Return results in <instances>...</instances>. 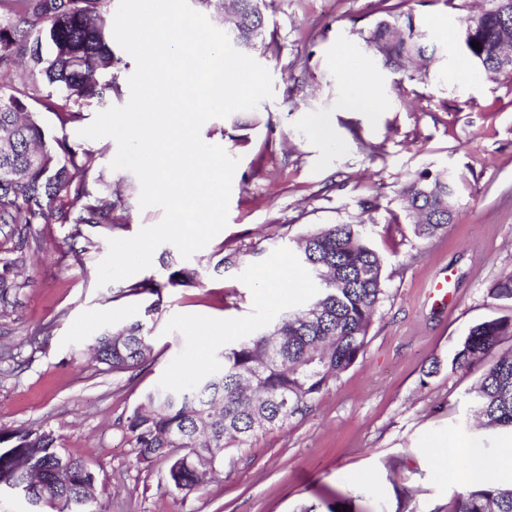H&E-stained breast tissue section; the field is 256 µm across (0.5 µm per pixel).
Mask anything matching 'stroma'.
Listing matches in <instances>:
<instances>
[{"instance_id": "obj_1", "label": "stroma", "mask_w": 512, "mask_h": 512, "mask_svg": "<svg viewBox=\"0 0 512 512\" xmlns=\"http://www.w3.org/2000/svg\"><path fill=\"white\" fill-rule=\"evenodd\" d=\"M488 0H403L402 12L437 45L428 75L397 73L367 50L381 20L379 0H266L267 32L277 50H253L273 80L274 96L257 110L261 125L224 132L214 118L201 129L239 164L228 225L187 266L224 270L202 285L167 288L157 312L153 295L130 285L164 280L162 257L150 268L98 286L97 266L112 238H130L163 211L140 209L139 188L111 169L113 139L81 138L78 126L43 112L49 132L99 153L113 187L129 190L117 227L39 224L41 241L14 308L0 317V344L17 350L0 374V429L53 430L63 449L91 463L105 512H295L299 503L347 512H448L461 482L449 479L433 448L436 435L480 443L497 454L512 432L464 427L468 394L482 366L458 370L455 349L469 328L512 314V302L489 287L512 272V81L491 80L466 61L459 36L472 9ZM355 57L376 85L374 105L345 110L337 51ZM321 115L334 132L326 143L310 126ZM456 179V214L446 232L414 233L404 191L422 171ZM323 224H364L384 260L386 298L363 357L281 426L246 448L228 450L219 475L188 497L167 492L166 464L138 461L126 418L144 395L185 381L195 364L218 366L225 345L256 335L278 316L309 304L315 290L295 273L288 300L259 297L256 274L283 262L296 266V239ZM143 321L152 361L112 373L91 360L92 336ZM437 373H429L432 362Z\"/></svg>"}]
</instances>
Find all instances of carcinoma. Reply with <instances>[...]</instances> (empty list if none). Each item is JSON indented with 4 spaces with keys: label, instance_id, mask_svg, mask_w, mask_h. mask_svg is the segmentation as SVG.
Wrapping results in <instances>:
<instances>
[{
    "label": "carcinoma",
    "instance_id": "carcinoma-1",
    "mask_svg": "<svg viewBox=\"0 0 512 512\" xmlns=\"http://www.w3.org/2000/svg\"><path fill=\"white\" fill-rule=\"evenodd\" d=\"M107 0H0V72L24 67L21 86L0 87V224L16 239L15 257L0 265V310L15 304L24 284L13 277L39 245L34 225L112 224L126 207L120 191L103 174H95L97 153L52 136L38 107H66L61 124L83 119V110L124 95L118 81L122 57L111 47ZM224 32L234 48L248 53L266 41L264 0H226ZM479 12L472 40L491 72L512 79V64L502 60L512 45V0H490ZM384 65L406 73L435 56L437 47L417 31L413 17L400 24L383 20L366 38ZM231 127L257 124L254 112L227 117ZM95 176L97 190L89 189ZM407 208L419 217L415 234L431 238L448 228L455 212L454 180L445 171H425L410 184ZM301 265L318 288L311 304L283 314L260 335L241 336L224 347L222 368L195 375L177 387L148 393L126 419L137 459L167 463V490L183 497L200 490L226 450L244 448L264 430L282 425L300 406L325 389L338 374L363 356L373 316L386 295L383 259L373 248L366 225L328 224L300 237ZM203 272L179 268L167 282L130 286L157 300L171 286L202 283ZM490 295L512 301V273L490 286ZM512 337V315L472 326L452 358V367L484 370L471 392L472 411L480 426L512 430V351L495 355ZM96 360L114 372H128L151 358L144 323L134 321L104 329L92 337ZM36 479L49 490L42 512H102L95 495L96 472L61 450L57 437L43 428L0 429V492ZM448 512H512V489L491 484L467 486Z\"/></svg>",
    "mask_w": 512,
    "mask_h": 512
}]
</instances>
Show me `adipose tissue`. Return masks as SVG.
Wrapping results in <instances>:
<instances>
[{"label": "adipose tissue", "instance_id": "ef3b65f1", "mask_svg": "<svg viewBox=\"0 0 512 512\" xmlns=\"http://www.w3.org/2000/svg\"><path fill=\"white\" fill-rule=\"evenodd\" d=\"M442 450L443 461L449 462L450 475H461L471 482L484 481L494 475L504 481H512V448L504 447L493 456L477 448H463L452 435L441 434L436 438Z\"/></svg>", "mask_w": 512, "mask_h": 512}]
</instances>
